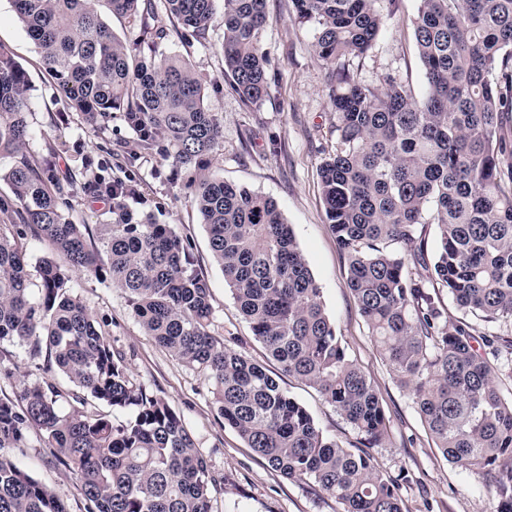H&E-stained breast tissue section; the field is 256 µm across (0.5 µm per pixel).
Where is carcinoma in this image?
Here are the masks:
<instances>
[{"label":"carcinoma","instance_id":"carcinoma-1","mask_svg":"<svg viewBox=\"0 0 512 512\" xmlns=\"http://www.w3.org/2000/svg\"><path fill=\"white\" fill-rule=\"evenodd\" d=\"M217 0H13L44 69L103 134L121 113L141 148L193 172L191 203L209 234L239 312L283 373L316 390L360 434L385 443L390 420L376 389L348 357L321 288L276 203L216 177L223 143L218 113L189 59L146 55L117 37L103 15L124 17L147 42L168 33L157 11L203 39ZM224 81L246 105L262 102L271 78L259 34L267 0H222ZM414 37L425 92L416 100L390 74L357 78L342 59L364 55L384 25L378 0H292L312 28V49L329 70L336 150L320 167L326 219L348 262L353 294L383 360L409 389L443 456L486 471L512 512V336L476 334L448 321L444 297L480 320L512 324V0H419ZM25 72L0 50V156L13 199L0 201V342L46 352L72 384L23 386L0 398V512H70L66 500L19 458L36 433L49 463L78 481L80 512H213L217 480L181 418L136 383L112 349L106 324L73 292L67 271H89L122 290L145 332L204 375L224 422L274 471L307 481L343 512H402L399 483L366 452L326 435L273 372L226 348L213 332L209 284L188 239L128 206L132 176L81 173L64 188L24 155L31 136ZM80 192L112 198L98 239L62 206ZM439 234L428 260L425 225ZM53 256L29 291L24 240ZM126 414L100 413L88 399Z\"/></svg>","mask_w":512,"mask_h":512}]
</instances>
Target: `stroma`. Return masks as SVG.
I'll return each instance as SVG.
<instances>
[{"label":"stroma","instance_id":"35a3bbf8","mask_svg":"<svg viewBox=\"0 0 512 512\" xmlns=\"http://www.w3.org/2000/svg\"><path fill=\"white\" fill-rule=\"evenodd\" d=\"M418 6L419 0H395L373 47L363 56L350 58V67L361 80L374 84L389 73L414 95L422 94L423 66L414 38ZM267 10L269 22L260 34V45L274 80L270 95L252 107L245 106L221 77L222 20H215L206 41L188 42L174 33V24L164 12H157L155 26L169 29L170 34L150 46L142 43L138 27L127 20L111 16L107 22L138 51L189 58L205 80L206 105L224 115L223 145L213 170L226 182L272 198L290 225L348 355L373 382L389 417L388 439L370 454L382 473L399 481L404 512H497L499 501L484 470H466L443 457L429 439L410 395L395 380L368 334L347 287V263L330 232L321 194L319 166L336 142V114L326 95L327 72L312 51L309 26L295 20L291 0H267ZM0 49L11 55L29 82L33 134L26 155L47 160L65 183L86 165L104 161L111 165L112 175H120L113 150L139 153L135 174L140 198L131 207L152 212L156 223L170 225L188 237L198 267L209 281L214 324L225 345L278 373L281 387L328 435L344 447H358L357 431L314 389L282 374L253 336L223 271L211 257L207 229L190 205L188 172L173 170L161 154L140 152L136 134L120 118H113L105 135H93L46 73L12 0H0ZM53 143L62 144V151L49 154ZM111 206L108 197L84 194L65 215L94 234L99 225L109 222ZM72 284L97 320L106 322L111 343L124 355L134 380L157 392L181 417L220 480L215 512H343L318 487L284 478L248 448L225 424L203 376L146 335L122 291L82 271L73 272ZM44 364L27 347L0 343V370L14 373L11 380L0 379V398L18 399L26 382L64 385L62 374L45 370ZM45 452L39 437L31 436L22 466L63 494L70 505H77L80 494L75 480L67 471L47 465Z\"/></svg>","mask_w":512,"mask_h":512}]
</instances>
